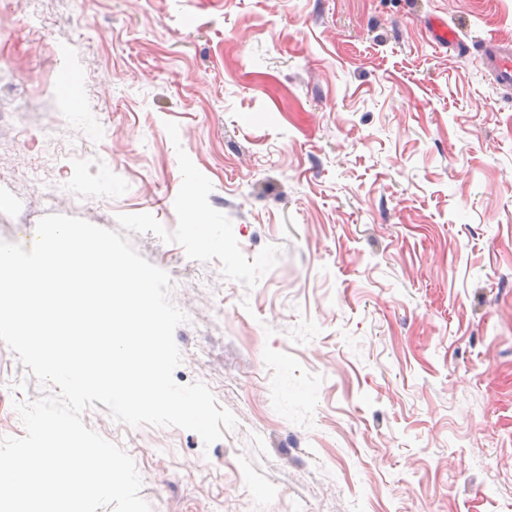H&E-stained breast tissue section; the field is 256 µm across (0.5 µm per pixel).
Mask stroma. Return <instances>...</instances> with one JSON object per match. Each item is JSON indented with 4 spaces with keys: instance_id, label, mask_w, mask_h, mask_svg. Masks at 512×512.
I'll list each match as a JSON object with an SVG mask.
<instances>
[{
    "instance_id": "stroma-1",
    "label": "stroma",
    "mask_w": 512,
    "mask_h": 512,
    "mask_svg": "<svg viewBox=\"0 0 512 512\" xmlns=\"http://www.w3.org/2000/svg\"><path fill=\"white\" fill-rule=\"evenodd\" d=\"M491 39L512 43V0H0V240L31 247L52 213L174 231L181 147L243 254L281 248L248 289L128 235L188 317L175 381L238 420L207 447L84 413L152 512H512V88ZM46 391L0 342V438ZM432 39L440 46L447 47L457 44L459 34L448 22L440 16L432 17L429 21ZM485 56L494 80L501 86L512 87V44L490 41Z\"/></svg>"
}]
</instances>
